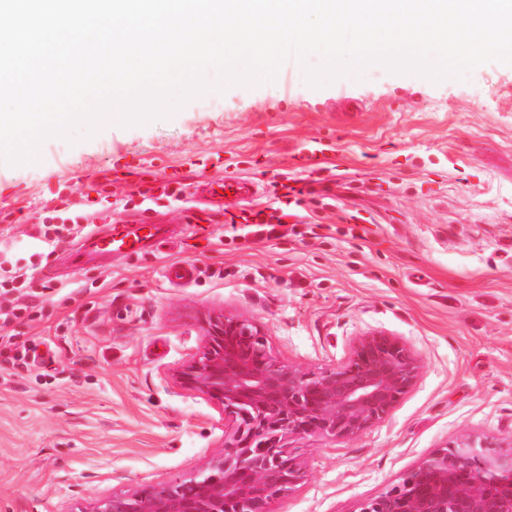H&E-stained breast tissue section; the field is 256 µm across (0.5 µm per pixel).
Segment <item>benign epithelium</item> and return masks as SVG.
Here are the masks:
<instances>
[{"mask_svg":"<svg viewBox=\"0 0 512 512\" xmlns=\"http://www.w3.org/2000/svg\"><path fill=\"white\" fill-rule=\"evenodd\" d=\"M207 346L173 372L236 424L224 455L165 485L98 500L77 512H271L299 478L283 450L287 435L355 437L382 419L412 386L419 365L399 340L360 338L347 361L304 373L273 356L250 320L209 318ZM358 512H512V441L506 448L471 436L422 458L398 484Z\"/></svg>","mask_w":512,"mask_h":512,"instance_id":"7a95c632","label":"benign epithelium"}]
</instances>
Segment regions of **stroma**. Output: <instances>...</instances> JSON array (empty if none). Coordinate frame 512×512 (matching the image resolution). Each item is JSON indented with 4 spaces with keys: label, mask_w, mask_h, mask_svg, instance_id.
Masks as SVG:
<instances>
[{
    "label": "stroma",
    "mask_w": 512,
    "mask_h": 512,
    "mask_svg": "<svg viewBox=\"0 0 512 512\" xmlns=\"http://www.w3.org/2000/svg\"><path fill=\"white\" fill-rule=\"evenodd\" d=\"M312 146L325 161L298 166ZM191 156L259 177L249 211L296 180L295 216L271 237L225 223L224 203L195 192L202 171L179 200L157 198L154 171ZM100 191L112 208L99 233L138 217L174 239L79 269L83 232L38 247L62 199ZM176 262L196 278L169 283ZM14 264L61 291L8 296L38 311L8 327L37 356L0 365V512H75L222 456L234 428L221 406L171 378L214 314L250 319L304 372L380 332L418 358L415 384L364 433L286 441L301 477L272 512H357L461 435L512 441V66L434 83L374 65L319 88L298 67L286 86H232L167 119L47 138L39 163L0 162V266Z\"/></svg>",
    "instance_id": "1"
}]
</instances>
